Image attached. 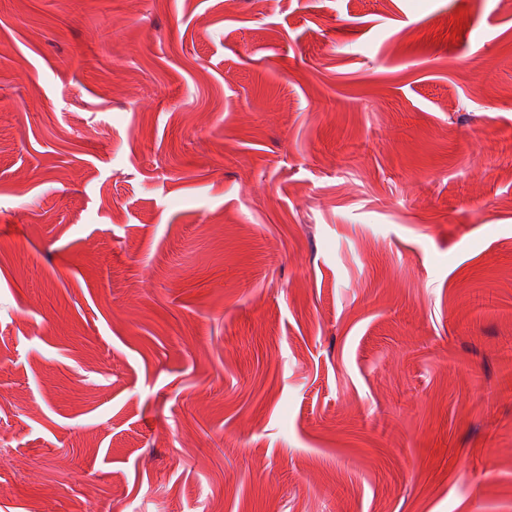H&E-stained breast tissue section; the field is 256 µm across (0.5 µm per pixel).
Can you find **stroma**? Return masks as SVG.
I'll return each instance as SVG.
<instances>
[{
  "label": "stroma",
  "instance_id": "stroma-1",
  "mask_svg": "<svg viewBox=\"0 0 512 512\" xmlns=\"http://www.w3.org/2000/svg\"><path fill=\"white\" fill-rule=\"evenodd\" d=\"M0 512H512V0H0Z\"/></svg>",
  "mask_w": 512,
  "mask_h": 512
}]
</instances>
